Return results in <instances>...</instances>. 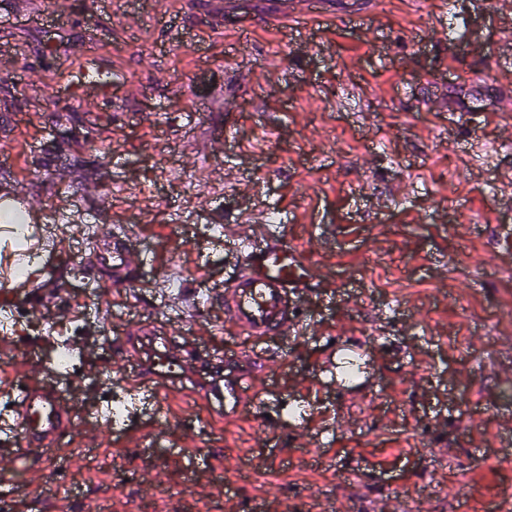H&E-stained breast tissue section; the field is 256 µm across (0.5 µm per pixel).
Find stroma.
Masks as SVG:
<instances>
[{"label":"stroma","instance_id":"obj_1","mask_svg":"<svg viewBox=\"0 0 512 512\" xmlns=\"http://www.w3.org/2000/svg\"><path fill=\"white\" fill-rule=\"evenodd\" d=\"M246 2L257 24L242 31L224 0H66L60 20L44 0H0V55L17 60L0 72V192L54 225L28 275L65 305L51 328L15 293L16 347L46 362L82 349L86 407L119 384L126 333L198 342L214 363L250 351L212 292L277 200L311 275L299 329L264 343L260 414L215 425L184 392L165 421L81 424L63 440L77 496L11 474L14 512H490L512 496V9L375 0L359 20L284 33L260 23L267 0ZM95 61L110 89L70 99ZM177 100L188 112L158 121ZM115 231L148 255L121 287L94 261ZM334 342L368 349L352 385L327 368ZM301 396L305 424H279ZM200 451L218 476L195 489L178 458ZM244 461L252 476L226 497Z\"/></svg>","mask_w":512,"mask_h":512}]
</instances>
